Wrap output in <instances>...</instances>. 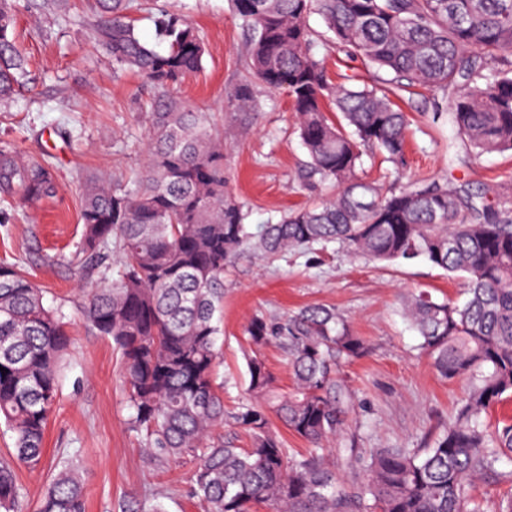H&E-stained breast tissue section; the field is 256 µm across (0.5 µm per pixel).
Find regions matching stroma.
I'll return each mask as SVG.
<instances>
[{
  "label": "stroma",
  "mask_w": 512,
  "mask_h": 512,
  "mask_svg": "<svg viewBox=\"0 0 512 512\" xmlns=\"http://www.w3.org/2000/svg\"><path fill=\"white\" fill-rule=\"evenodd\" d=\"M134 2L132 16L147 42L155 40L154 19L163 9L198 28L206 48L204 68L186 78L178 94L216 120L224 141L226 190L245 205L251 230L332 195L326 184L303 181L308 155L292 102L286 92L252 79L249 32L231 0ZM92 3L70 0L64 13L19 10L16 40L30 78L18 96L0 106V145L10 144L23 157H45L58 184L55 197L11 209L10 223L0 225V262L19 264L43 288L45 306L61 311L74 338L59 375V401L46 430L43 463L17 472L25 491L22 508L34 512L52 464L75 452L81 459L87 512H122L128 501L152 497L163 501L166 512H203L188 496L198 459L161 463L149 457L127 425L131 411L121 385L120 357L111 339L91 329L81 315L83 274L71 254L81 233L82 179L142 169L143 105L152 95L140 75L114 70L111 58L92 41ZM308 23L312 53L330 77L349 76L360 84L384 80V73L336 46L320 15H310ZM243 83L251 88L254 110L225 111L226 91ZM392 92L411 119L407 179L449 178L490 197L512 182L511 152L473 162L463 146L449 147L451 127L446 117L435 114L445 93L397 85ZM417 288L456 301L463 285L423 262L374 263L342 248L291 251L272 263L244 255L224 278L219 372L226 380V406L245 395L246 327L253 316L279 318L310 305L331 306L369 347L365 357L344 368L358 413L332 443L328 459L337 473L348 482L354 478L339 454L351 444L364 450L426 447L451 419L464 385L441 379L419 354L420 338L401 305L402 297Z\"/></svg>",
  "instance_id": "obj_1"
}]
</instances>
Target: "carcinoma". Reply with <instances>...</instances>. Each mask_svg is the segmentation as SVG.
<instances>
[{"instance_id": "obj_1", "label": "carcinoma", "mask_w": 512, "mask_h": 512, "mask_svg": "<svg viewBox=\"0 0 512 512\" xmlns=\"http://www.w3.org/2000/svg\"><path fill=\"white\" fill-rule=\"evenodd\" d=\"M251 32L248 66L293 102L308 178L336 187L320 202L288 211L259 235L224 191V146L211 118L174 93L203 67L205 48L188 20L162 12L156 36L143 40L133 0H94L95 44L114 67L137 72L159 90L146 112V161L128 183L84 181L82 233L71 262L96 271L83 313L121 355L129 428L160 461L199 459L190 495L204 512H485L472 482L512 458V418L488 428L484 416L512 397V184L500 200L424 178L386 189L358 177L363 152L391 163L393 182L408 165V118L379 85L331 81L311 53L308 18L322 16L339 46L407 87L452 91L453 139L469 158L512 152V0H233ZM17 0H0V102L27 77L9 36ZM246 84L225 96L227 112H246ZM56 193L53 168L0 147V204L37 203ZM336 244L375 261H424L464 281L459 305L413 293L403 311L419 349L439 376L468 382L454 421L425 448L345 449L363 475L336 487L327 443L354 411L340 373L367 346L335 309L309 306L282 320L255 316L247 327L250 394L228 411L218 381L224 272L244 253L266 260ZM120 256L111 280L112 252ZM274 342L293 376L286 394L256 356ZM71 337L63 317L17 264H0V421L14 447L0 459V512H22L19 466L43 462L44 434L59 391ZM308 444L295 457L270 431L269 412ZM242 430L240 447L221 428ZM78 454L60 458L37 512H85Z\"/></svg>"}]
</instances>
